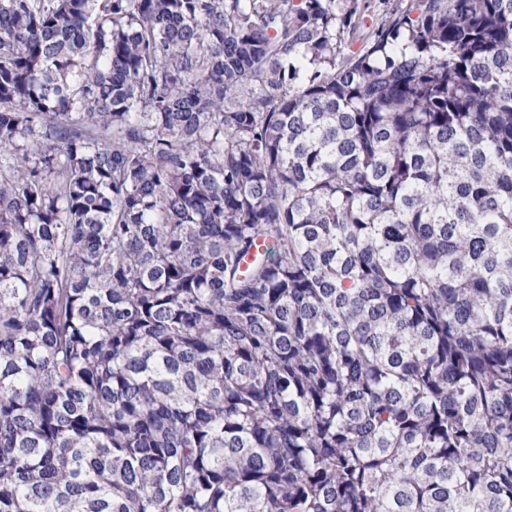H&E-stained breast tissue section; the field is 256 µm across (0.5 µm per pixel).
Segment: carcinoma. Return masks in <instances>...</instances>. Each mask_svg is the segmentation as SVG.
I'll use <instances>...</instances> for the list:
<instances>
[{
    "label": "carcinoma",
    "instance_id": "carcinoma-1",
    "mask_svg": "<svg viewBox=\"0 0 512 512\" xmlns=\"http://www.w3.org/2000/svg\"><path fill=\"white\" fill-rule=\"evenodd\" d=\"M0 512H512V0H0Z\"/></svg>",
    "mask_w": 512,
    "mask_h": 512
}]
</instances>
